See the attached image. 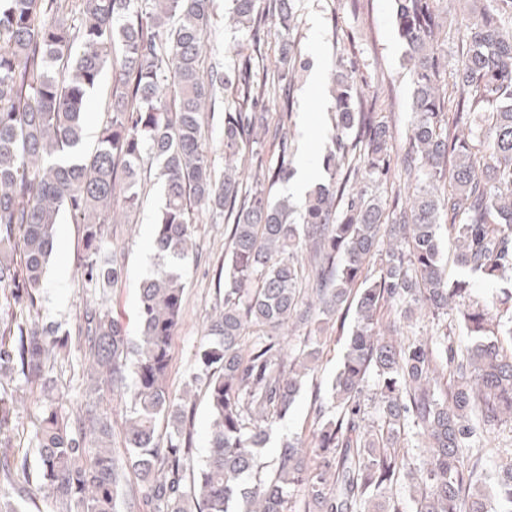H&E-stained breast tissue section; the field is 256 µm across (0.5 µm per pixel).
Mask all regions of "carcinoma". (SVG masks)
Returning a JSON list of instances; mask_svg holds the SVG:
<instances>
[{
    "label": "carcinoma",
    "instance_id": "carcinoma-1",
    "mask_svg": "<svg viewBox=\"0 0 512 512\" xmlns=\"http://www.w3.org/2000/svg\"><path fill=\"white\" fill-rule=\"evenodd\" d=\"M230 2L241 43L232 63L217 54L204 71L214 0H0V300L11 310L0 316V475L27 473L9 451L16 405L1 384L20 377L43 394L35 448L51 512H406L407 499L414 512H512V449L484 446L488 430L512 423V311L471 293L477 280L512 274V0H463L451 71L438 0H395L411 84L410 202L373 192L397 178L388 100L342 57L323 182L297 207L265 189L291 175V88L306 67L296 0ZM271 33L281 51L267 65ZM107 70L97 144L83 153V114ZM228 93L218 177L202 128ZM268 135L282 145L273 167L258 150ZM148 165L164 183L138 340L98 304L83 306L73 332L30 322L65 216L81 227L88 282L104 291L122 280L113 226L140 206ZM203 211L224 217L228 249L223 303L190 383L212 418L198 461L186 428L191 390L177 401L167 379L182 263ZM443 224L464 272L452 283ZM422 310L428 336L378 330L410 327ZM350 315L339 370L312 392L309 436L283 441L266 469L259 449L315 373L328 330ZM290 325L306 333L287 351ZM73 334L87 363L86 401L72 418L52 373ZM116 397L119 432L107 407ZM161 421L172 428L164 444ZM27 500L30 487H15L5 512H27Z\"/></svg>",
    "mask_w": 512,
    "mask_h": 512
}]
</instances>
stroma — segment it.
I'll use <instances>...</instances> for the list:
<instances>
[{
	"mask_svg": "<svg viewBox=\"0 0 512 512\" xmlns=\"http://www.w3.org/2000/svg\"><path fill=\"white\" fill-rule=\"evenodd\" d=\"M393 0H299L297 41L303 59L311 68L330 77L334 59L356 57L360 75L371 89L383 90L392 97L388 115L396 146H404L410 123L411 86L404 66V46L393 23ZM319 26L321 41L313 43L312 26ZM291 151L293 163H300L306 150L304 130L312 123L320 130V146H327L332 131L334 100L325 86L309 87L307 78L297 80L293 90ZM143 203L134 223L117 227L115 243L124 254L123 280L107 293H99L81 277L77 257L82 250L79 225H57L55 247L46 271L45 286L40 292L37 318L41 323L71 328L85 303L97 302L111 309L129 338H137L138 287L151 268L154 251L152 239L145 233L161 203V187L156 174H148L142 193ZM195 232L196 247L186 265L182 322L172 340V363L168 387L173 395H182L194 364V353L203 340L207 322L220 303L217 274L224 262L227 238L222 217L199 214ZM344 352L343 343L328 339L320 366L313 379L307 380L288 413L276 425L263 450L264 461H272L283 440L308 433L309 408L315 384L325 383L338 368ZM79 348H72L69 364L59 374L57 385L63 394V409L73 413L85 402ZM16 399V418L12 431L13 452L26 458L30 486H38L42 477L34 448L39 387L17 380L11 383Z\"/></svg>",
	"mask_w": 512,
	"mask_h": 512,
	"instance_id": "35a3bbf8",
	"label": "stroma"
}]
</instances>
